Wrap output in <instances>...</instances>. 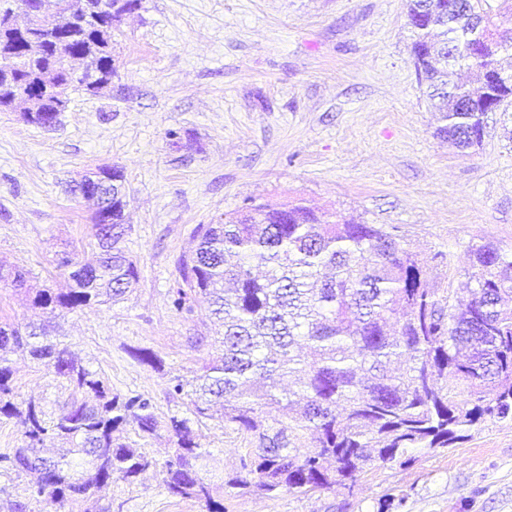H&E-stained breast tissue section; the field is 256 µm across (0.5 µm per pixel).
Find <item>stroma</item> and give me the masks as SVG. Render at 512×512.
I'll return each mask as SVG.
<instances>
[{"label":"stroma","instance_id":"35a3bbf8","mask_svg":"<svg viewBox=\"0 0 512 512\" xmlns=\"http://www.w3.org/2000/svg\"><path fill=\"white\" fill-rule=\"evenodd\" d=\"M412 40L407 0H142L119 24L110 88L73 92L50 131L0 112V261L28 270L31 288L66 287L58 253H97L94 206L69 185L96 166L121 167V245L139 279L123 302L65 313L58 332L113 393L151 400L163 421L189 414L169 395L171 379L192 381L214 352L189 343L207 331L206 302L189 315L170 306L177 261L197 225L250 201L300 199L396 228L431 287L466 295L471 244L512 250V104L489 113L478 148L436 136ZM132 346L157 351L163 372L134 360ZM12 368L18 398L50 414L70 400L29 355H14ZM192 428L219 476L254 445L213 420ZM407 456L366 468L350 490L239 494L225 497V512H512V418ZM101 502L111 512H205L170 496L154 471L114 481Z\"/></svg>","mask_w":512,"mask_h":512}]
</instances>
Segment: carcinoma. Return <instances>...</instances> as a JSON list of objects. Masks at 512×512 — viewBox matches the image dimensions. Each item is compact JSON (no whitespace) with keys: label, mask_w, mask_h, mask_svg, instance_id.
<instances>
[{"label":"carcinoma","mask_w":512,"mask_h":512,"mask_svg":"<svg viewBox=\"0 0 512 512\" xmlns=\"http://www.w3.org/2000/svg\"><path fill=\"white\" fill-rule=\"evenodd\" d=\"M409 0L414 30L411 53L419 79L440 114L438 134L462 148L481 144L490 102L512 99V73L496 56L512 50V18L501 29L481 0ZM142 0H69L64 33L47 26L31 31L36 45L0 31L13 79L33 84L54 73L52 99L25 121L53 129L70 92H100L116 73L119 16ZM455 53L448 54V44ZM88 70L76 73L72 59ZM466 65L477 86L453 80ZM81 183L110 194L106 210L93 217L101 249L95 266L64 253L65 291L43 289L28 297L36 309L69 312L102 297L116 303L139 279L136 263L118 247L120 234L103 243L106 225L124 224L125 175L117 166L85 174ZM195 252L179 260L171 307L193 312L203 296L219 322L217 354L199 368L196 383L180 379L169 394L185 397L196 418L217 420L253 436L239 469L224 477V493L307 494L347 485L372 464L401 459L410 448H448L471 427L512 417V253L491 243L470 248L465 270L474 289L465 297L430 287L424 261L396 235L376 224H356L318 213L296 200L263 202L224 215L220 224H200ZM24 347L73 391L59 413L47 416L34 399H16L10 355ZM133 355L156 371L163 359L148 349ZM298 376V389L282 379ZM22 427L25 444L0 456L4 468L31 477L32 497L50 506L83 503L84 512H110L97 493L116 480L133 484L160 469L164 489L224 512V500L202 473L211 452L196 440L190 420L172 416L174 438L164 461L121 442L132 429L155 435L151 401L118 395L75 359L68 344L33 325L0 322V418ZM81 456L76 463L71 456Z\"/></svg>","instance_id":"1"}]
</instances>
